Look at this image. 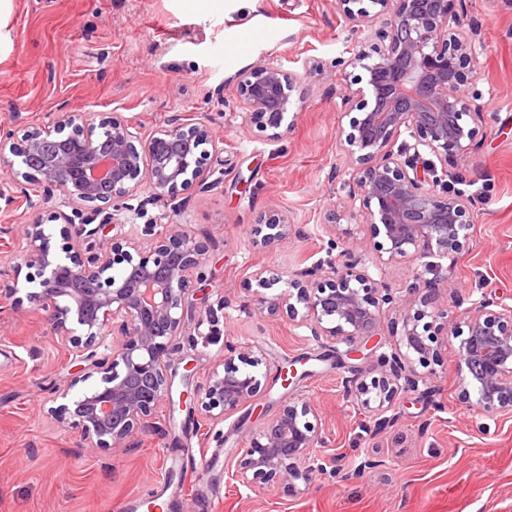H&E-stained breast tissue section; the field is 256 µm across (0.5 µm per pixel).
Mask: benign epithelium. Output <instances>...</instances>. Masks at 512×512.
I'll return each instance as SVG.
<instances>
[{
    "label": "benign epithelium",
    "instance_id": "1",
    "mask_svg": "<svg viewBox=\"0 0 512 512\" xmlns=\"http://www.w3.org/2000/svg\"><path fill=\"white\" fill-rule=\"evenodd\" d=\"M454 0H336L349 21L369 24L384 16V28L375 31L379 44L360 52L350 65L362 73L353 77L343 97L345 111L356 113L349 128L340 129L355 165V188L349 200H359L363 223L383 241L374 247L388 260L423 259L438 252L455 257L466 246L471 198L437 175L436 164L421 156L430 151L443 165L462 156L485 133V105L481 96L464 94L476 51L462 37V22ZM298 76L272 65L244 71L236 94L244 105L241 126H255L281 138ZM68 127L73 132L62 136ZM411 130L415 143L403 144L400 159L391 145L402 129ZM200 118L172 119L145 136L135 124L110 113L59 112L39 124H24L0 134V169L13 176L19 193L36 182L60 192L68 215L62 221L59 258L52 251L44 220L24 228L16 261L0 270L5 298L18 306V293L33 282L36 269L40 292L29 295L54 333L69 347L77 368L66 383L53 391L48 414L78 433L89 448L116 454L130 447L139 435L154 428L157 407L172 397L173 374L168 359L180 349L195 306L191 275L203 263L205 248L183 224H168L162 231L146 224L142 235L151 237L143 248L136 236H108L119 226L120 215L134 211L141 183L154 199L173 201L192 183L206 184L211 174L208 159L223 151ZM208 144L212 151L201 149ZM143 180H138V177ZM292 231L279 214L263 218L255 234L265 247L285 242ZM448 277L426 281L403 299L431 307L435 317L448 318V307L437 303L447 290ZM296 294L272 297L259 292V310L286 312L310 328L317 341L352 342L373 333L380 320L378 283L362 267V256L348 251L326 269L295 279ZM303 304L299 312L291 297ZM453 335L460 338L458 363L463 392L477 395L474 407L493 421L512 415V305L484 297L453 320ZM402 348L426 361L434 349L405 320L399 341ZM109 350L101 355L99 348ZM408 355L395 349L381 353L384 370L370 381L346 377L343 395L373 413L375 426L393 422L386 416L399 396L418 387L425 378L406 372ZM262 359L224 345V358L208 378L182 391L179 403L198 402L212 420L222 419L250 403L262 381L253 368ZM98 377L95 386L71 396L81 383ZM63 403H57V400ZM313 413L306 401H293L262 430L237 450L232 476L257 496L294 481L308 486L313 473L331 479L351 475L340 464L326 463L314 450L326 437L305 417Z\"/></svg>",
    "mask_w": 512,
    "mask_h": 512
}]
</instances>
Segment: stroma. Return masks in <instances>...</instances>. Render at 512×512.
Wrapping results in <instances>:
<instances>
[{"label":"stroma","instance_id":"stroma-1","mask_svg":"<svg viewBox=\"0 0 512 512\" xmlns=\"http://www.w3.org/2000/svg\"><path fill=\"white\" fill-rule=\"evenodd\" d=\"M472 24L477 63L468 93L481 94L486 133L475 149L448 163V182L475 198L469 243L449 261H388L369 225L348 202L353 166L338 131L349 123L342 98L351 80L344 60L370 50L373 28L357 27L335 0H15V46L0 60V129L39 123L50 112H105L151 134L174 116L205 118L224 151L211 157L214 185H193L178 207L142 189L136 229L185 224L206 248L192 286L214 325L207 339L170 360L173 394L185 372L204 380L234 344L262 355V387L220 422L200 407L156 413L157 433L119 455L83 447L79 436L47 418L51 391L71 366L35 304L0 311V512H124L125 502L157 489L156 512H512V416L482 431L461 385L456 349L442 320L420 316L402 300L416 282L447 275L450 301L483 296L512 305V8L502 0H455ZM256 64L296 73V116L281 139L240 125L238 74ZM36 208H29V201ZM60 206L56 189L32 184L12 205L0 200V265L18 252L25 225ZM340 213L335 226L325 214ZM278 213L296 228L287 242L264 247L254 228ZM363 255L369 275L394 296L369 344L394 349L403 322L419 318L435 355L411 359L432 394L415 390L396 404L397 421L376 434L370 413L342 395L348 370L329 346L285 313H258L257 272L273 292L344 250ZM301 359L309 375L284 382L279 370ZM309 402L327 437V453L346 468L364 456L380 467L334 483L314 475L295 491L279 486L255 496L231 480L238 448L288 402Z\"/></svg>","mask_w":512,"mask_h":512}]
</instances>
